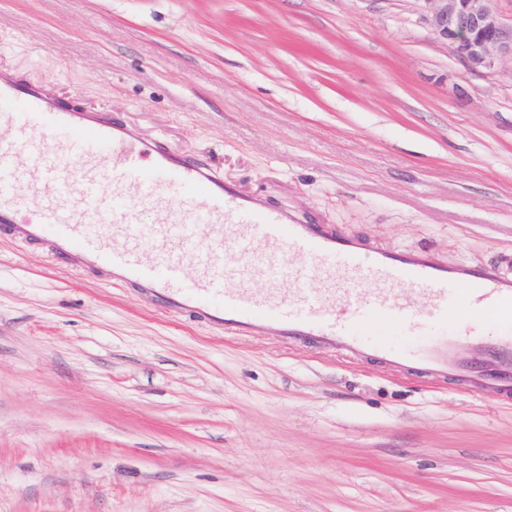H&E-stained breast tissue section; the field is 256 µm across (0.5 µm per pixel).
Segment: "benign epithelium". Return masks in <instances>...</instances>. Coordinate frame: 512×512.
Wrapping results in <instances>:
<instances>
[{"instance_id":"1","label":"benign epithelium","mask_w":512,"mask_h":512,"mask_svg":"<svg viewBox=\"0 0 512 512\" xmlns=\"http://www.w3.org/2000/svg\"><path fill=\"white\" fill-rule=\"evenodd\" d=\"M436 33L473 68L512 60V22L504 21L498 0H423Z\"/></svg>"}]
</instances>
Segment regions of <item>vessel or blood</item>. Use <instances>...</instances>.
<instances>
[{
    "label": "vessel or blood",
    "mask_w": 512,
    "mask_h": 512,
    "mask_svg": "<svg viewBox=\"0 0 512 512\" xmlns=\"http://www.w3.org/2000/svg\"><path fill=\"white\" fill-rule=\"evenodd\" d=\"M38 197L29 210V197ZM0 226L24 243L240 334L277 331L326 349L512 391V262L445 265L330 235L241 195L210 165L100 115L0 78ZM233 264H225V252ZM194 275H187V265ZM267 278L265 289L254 288ZM318 279L322 289L306 283ZM413 289L419 308L399 288ZM396 337L365 330L373 319ZM479 366L456 359L460 346Z\"/></svg>",
    "instance_id": "vessel-or-blood-1"
}]
</instances>
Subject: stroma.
<instances>
[{"instance_id":"obj_1","label":"stroma","mask_w":512,"mask_h":512,"mask_svg":"<svg viewBox=\"0 0 512 512\" xmlns=\"http://www.w3.org/2000/svg\"><path fill=\"white\" fill-rule=\"evenodd\" d=\"M0 67L326 232L512 257V61L469 67L424 0H0ZM0 512H512V396L1 229Z\"/></svg>"}]
</instances>
